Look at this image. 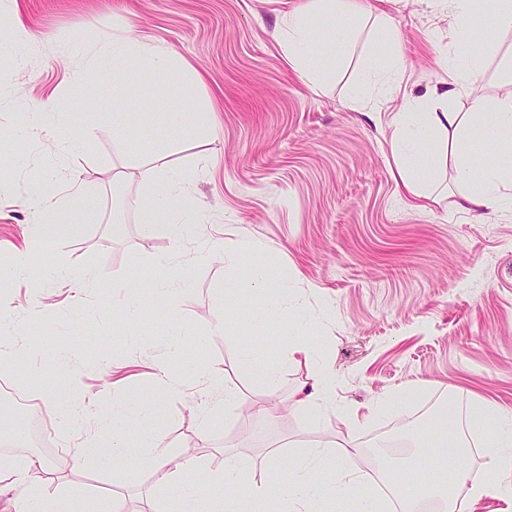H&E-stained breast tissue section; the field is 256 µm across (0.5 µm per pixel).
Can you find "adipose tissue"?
Listing matches in <instances>:
<instances>
[{
  "mask_svg": "<svg viewBox=\"0 0 512 512\" xmlns=\"http://www.w3.org/2000/svg\"><path fill=\"white\" fill-rule=\"evenodd\" d=\"M448 12L454 38V57L463 62L447 89L425 100L407 101L391 120V151L405 188L412 194H425L434 183L435 173L426 162V145L448 133L466 136L476 129L487 131L504 154L494 162L478 165L473 152L463 146L452 153L454 178L461 187L457 206L471 212L480 209L499 211L512 208V81H506L500 94L473 98L465 112L453 111L450 103L476 76L481 62L476 55L477 32L473 24L472 0H448ZM361 10L358 0H303L302 4L283 15L279 46L288 63L300 71L314 87L326 84L333 63L320 60L322 52L312 38V18L336 15L356 17ZM101 77L112 80V110L109 121L116 135L132 132L145 123L156 121L180 134L207 133L210 124L208 103L195 97L193 90L200 78L186 65L176 51L158 46L147 37L121 30L103 37L93 58ZM156 77L149 94L140 96L135 106H128V93L141 75ZM60 172L40 181L28 194L30 206L39 221L27 231L29 242L44 245L66 235L77 234L87 217L84 201L87 188L83 181L70 180L65 191H54ZM117 181L135 182L141 187L140 221L145 229H163L174 246H182L189 230L205 224L203 211L191 200L190 177L179 169L164 165L148 168L137 166L122 170ZM245 277L249 293L225 298V306L250 301L261 294L266 305L284 315H293L298 305L287 286L270 288L266 268L253 265ZM283 359L291 364H305L311 370V384L297 388L290 406L305 411L312 418L335 402L336 372L318 365L314 350L304 342L292 340ZM182 387L163 364L155 366V391L150 399L113 397L98 413L96 434L87 436L72 453L74 467L81 468L104 459L114 465L137 461L154 473L160 484L172 488L165 512H186L188 503L208 494L211 512H227L238 491L260 505L278 502L281 512H335L336 502L348 498L350 512H388L386 498L369 492L370 479L365 472L351 469L350 460L359 450L352 441L353 429L367 424L378 411L392 405L385 397L368 405L366 413L350 409L338 410L342 425L332 446L317 443L281 462L279 454H271L269 462L277 472L276 481L255 478L251 459L225 453L221 468L210 470L200 481L190 480V473L202 471L195 453L185 450L172 454L156 439L158 409L167 401L178 399ZM487 467L497 480L487 484L473 480L460 460L464 450L455 438L446 439L437 463L444 471L441 479L426 482L417 492L418 498H436L442 512H473L475 505L495 496L512 507V414L499 415L485 424ZM330 480H323L325 471ZM0 475L25 485L27 494L14 504L15 512H64L58 497L46 494L45 487L53 477L45 462L38 457L16 459L0 455Z\"/></svg>",
  "mask_w": 512,
  "mask_h": 512,
  "instance_id": "adipose-tissue-1",
  "label": "adipose tissue"
}]
</instances>
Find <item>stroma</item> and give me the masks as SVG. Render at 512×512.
Listing matches in <instances>:
<instances>
[{"instance_id": "35a3bbf8", "label": "stroma", "mask_w": 512, "mask_h": 512, "mask_svg": "<svg viewBox=\"0 0 512 512\" xmlns=\"http://www.w3.org/2000/svg\"><path fill=\"white\" fill-rule=\"evenodd\" d=\"M31 40L18 56L0 46V265L25 246L26 228L38 216L26 197L39 174L66 169L91 186L83 232L47 245L30 260L33 276L54 295L29 315L26 283L12 282L11 324L0 330V349L20 354L17 368L0 367V383L35 398L52 445L31 451L15 416L0 405V431L13 445L0 453H37L54 472L48 492L68 497L70 512L83 500L124 498L129 512H155L169 495L137 463L73 470L70 452L92 421H67L66 406L83 408L90 394L150 396L154 357L175 348L169 365L182 395L161 413L157 437L172 452L195 447L204 468H219L225 453L265 461L279 444L308 445L336 434V409L391 394L393 410L359 429L361 466L378 484L398 482L416 492L436 477L433 466L385 469L379 462L385 428L407 405L438 396L462 417L483 405L488 414L512 412V212L460 211V191L444 144L430 158L437 181L418 198L402 185L390 147L389 124L405 99L447 88L453 66L449 19L440 0H361L366 11L349 44L336 45L329 85L310 88L290 69L278 46L286 4L300 0H20ZM398 33L403 68L394 91L355 90L375 55L383 52L381 14ZM474 25L486 29L482 81L451 104L467 111L472 94L493 95L502 58L512 52V31L490 29L485 11ZM132 29L174 49L204 77L201 95L211 103L207 138L177 137L161 125L115 137L106 114L112 84L85 98L68 80L65 46H95L113 29ZM61 133L76 148L60 155L54 144L21 128L34 108L67 112ZM196 166L192 192L208 215L206 232L229 231L258 241L262 250L244 265L269 268L287 279L303 306L301 317L280 319L261 302L225 310L224 292L240 285V271L217 259L197 260L192 242L182 277L187 289L178 314L167 298L140 291L142 314L120 310L121 283L149 278L172 244L164 231L145 233L138 188L117 184L115 171L138 165ZM92 266L97 279L81 302L59 281ZM223 320L224 334L210 337L209 323ZM255 334L268 358L289 339H305L337 374L336 403L318 421L288 412L275 422L254 409L268 399L259 367L244 356L240 336ZM64 361H57L59 350ZM110 361V378L99 370ZM209 369L236 388L235 405L200 429L204 393L197 371Z\"/></svg>"}]
</instances>
